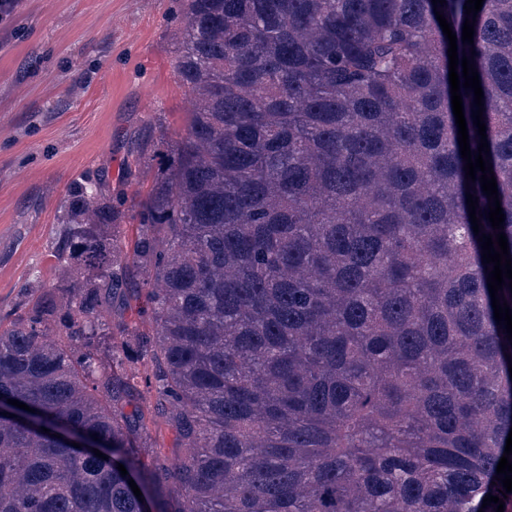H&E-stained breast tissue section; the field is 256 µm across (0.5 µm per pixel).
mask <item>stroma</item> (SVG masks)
<instances>
[{
	"label": "stroma",
	"instance_id": "35a3bbf8",
	"mask_svg": "<svg viewBox=\"0 0 512 512\" xmlns=\"http://www.w3.org/2000/svg\"><path fill=\"white\" fill-rule=\"evenodd\" d=\"M175 0H21L0 19V325L54 281L62 205L82 176L113 192L129 150L186 130Z\"/></svg>",
	"mask_w": 512,
	"mask_h": 512
}]
</instances>
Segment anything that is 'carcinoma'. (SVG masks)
Returning a JSON list of instances; mask_svg holds the SVG:
<instances>
[{
    "label": "carcinoma",
    "mask_w": 512,
    "mask_h": 512,
    "mask_svg": "<svg viewBox=\"0 0 512 512\" xmlns=\"http://www.w3.org/2000/svg\"><path fill=\"white\" fill-rule=\"evenodd\" d=\"M465 2L183 0L193 108L127 158L132 247L108 173L78 180L57 279L0 329V397L109 455L0 417V512H512V340L466 202L512 256V0ZM437 10L479 74L498 230Z\"/></svg>",
    "instance_id": "cac0c4a2"
}]
</instances>
